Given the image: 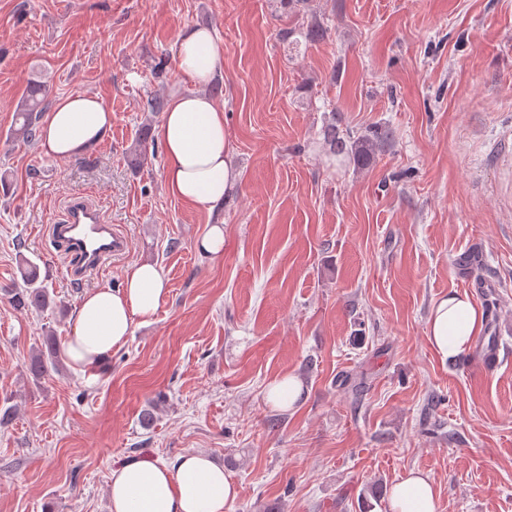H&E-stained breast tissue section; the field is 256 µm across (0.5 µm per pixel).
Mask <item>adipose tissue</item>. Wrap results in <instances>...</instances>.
Here are the masks:
<instances>
[{"mask_svg":"<svg viewBox=\"0 0 512 512\" xmlns=\"http://www.w3.org/2000/svg\"><path fill=\"white\" fill-rule=\"evenodd\" d=\"M177 59L180 70L201 89L174 96L158 126L166 184L173 196L213 212L223 207L235 180L224 111L202 90L224 67L214 29L184 26ZM111 127L112 113L97 96L68 95L41 126L38 146L51 158L75 156L100 142ZM168 291L162 269L149 262L127 267L122 288L103 285L87 291L64 342L71 365L84 373L97 369L127 343L136 322L155 316ZM482 324L481 309L467 295L453 293L434 305L428 339L442 358H454L470 348ZM108 488L110 512H224L238 494L223 466L201 453L182 456L172 466L145 458L126 461L112 469ZM389 510L437 512L432 479L409 472L393 485Z\"/></svg>","mask_w":512,"mask_h":512,"instance_id":"adipose-tissue-1","label":"adipose tissue"}]
</instances>
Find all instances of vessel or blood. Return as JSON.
<instances>
[{
	"instance_id": "vessel-or-blood-1",
	"label": "vessel or blood",
	"mask_w": 512,
	"mask_h": 512,
	"mask_svg": "<svg viewBox=\"0 0 512 512\" xmlns=\"http://www.w3.org/2000/svg\"><path fill=\"white\" fill-rule=\"evenodd\" d=\"M47 234L56 252L65 260L66 275L75 281L98 274L129 247L126 236L109 224L102 210L82 200L72 201L61 222L49 225ZM483 263V248L477 242L456 259V268L465 285L478 296L493 286L491 278L479 271ZM498 363L497 345L491 341L479 343L475 352L464 361L465 366L478 364L488 370Z\"/></svg>"
}]
</instances>
